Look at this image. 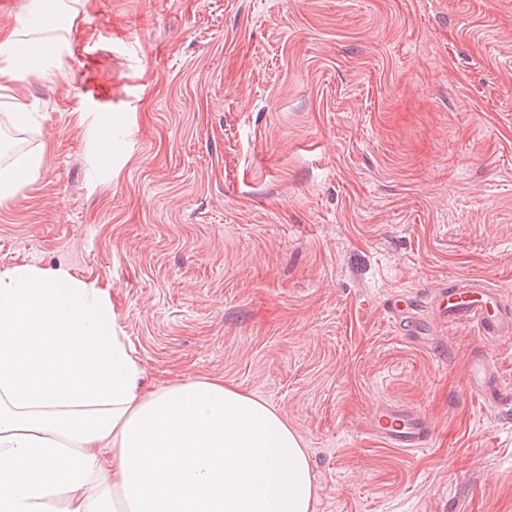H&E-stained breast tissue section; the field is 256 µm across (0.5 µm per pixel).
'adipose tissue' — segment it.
<instances>
[{
    "label": "adipose tissue",
    "mask_w": 512,
    "mask_h": 512,
    "mask_svg": "<svg viewBox=\"0 0 512 512\" xmlns=\"http://www.w3.org/2000/svg\"><path fill=\"white\" fill-rule=\"evenodd\" d=\"M0 30V75L53 46L45 0ZM100 288L0 273V512H313L301 438L223 379L153 390Z\"/></svg>",
    "instance_id": "ef3b65f1"
}]
</instances>
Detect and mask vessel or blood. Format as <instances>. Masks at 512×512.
<instances>
[{
  "label": "vessel or blood",
  "instance_id": "obj_1",
  "mask_svg": "<svg viewBox=\"0 0 512 512\" xmlns=\"http://www.w3.org/2000/svg\"><path fill=\"white\" fill-rule=\"evenodd\" d=\"M434 314L452 324L473 326L487 342L512 335V302L500 289L476 276L454 279L435 290L430 300ZM400 331L414 343L427 345L428 329L419 315L418 304L401 296L388 305ZM466 388L475 398L489 404L498 403L501 383L493 365L484 356L472 357L467 367ZM370 434L394 448H422L433 438L430 420L413 408L392 402L380 404L368 426Z\"/></svg>",
  "mask_w": 512,
  "mask_h": 512
}]
</instances>
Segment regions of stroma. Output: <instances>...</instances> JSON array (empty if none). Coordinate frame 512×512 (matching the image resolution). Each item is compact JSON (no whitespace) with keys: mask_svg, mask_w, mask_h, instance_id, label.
Masks as SVG:
<instances>
[{"mask_svg":"<svg viewBox=\"0 0 512 512\" xmlns=\"http://www.w3.org/2000/svg\"><path fill=\"white\" fill-rule=\"evenodd\" d=\"M20 80L32 182L0 271L63 267L115 304L149 388L223 378L301 437L314 512H512V337L400 334L455 276L512 300V0H76ZM111 163L99 155L107 112ZM435 435L384 446L374 408ZM393 320L404 336H408L414 343L426 346L429 343L428 329L419 316V305L406 296H401L388 305ZM466 388L475 398L489 404L499 402L501 383L493 365L484 356H473L467 367ZM370 434L393 448H423L433 438L430 420L413 408L398 403L380 404L368 426Z\"/></svg>","mask_w":512,"mask_h":512,"instance_id":"1","label":"stroma"}]
</instances>
